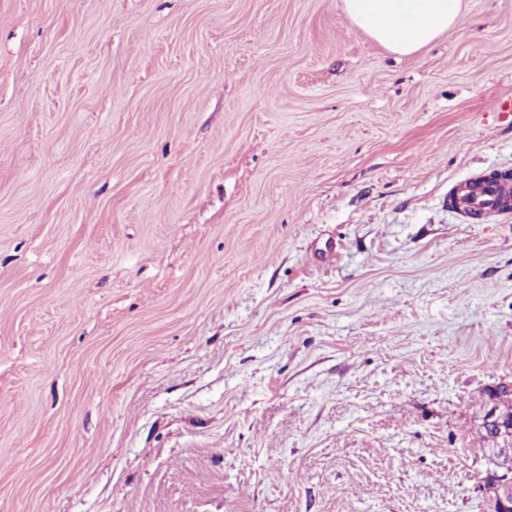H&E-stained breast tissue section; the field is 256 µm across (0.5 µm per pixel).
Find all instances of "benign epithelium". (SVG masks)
Masks as SVG:
<instances>
[{
  "label": "benign epithelium",
  "mask_w": 512,
  "mask_h": 512,
  "mask_svg": "<svg viewBox=\"0 0 512 512\" xmlns=\"http://www.w3.org/2000/svg\"><path fill=\"white\" fill-rule=\"evenodd\" d=\"M497 388H492L493 397L489 399L485 422L488 427L499 430L497 437H488V440L497 445L495 449L494 468L483 480V489L497 493L499 497V512H512V416L505 415L494 397Z\"/></svg>",
  "instance_id": "obj_1"
}]
</instances>
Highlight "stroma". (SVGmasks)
Here are the masks:
<instances>
[{
    "instance_id": "35a3bbf8",
    "label": "stroma",
    "mask_w": 512,
    "mask_h": 512,
    "mask_svg": "<svg viewBox=\"0 0 512 512\" xmlns=\"http://www.w3.org/2000/svg\"><path fill=\"white\" fill-rule=\"evenodd\" d=\"M512 0H0V512H489ZM464 0H342L352 24L394 54L416 53L457 21ZM491 174L467 178L450 189V201L464 216L487 222L511 213L512 178Z\"/></svg>"
}]
</instances>
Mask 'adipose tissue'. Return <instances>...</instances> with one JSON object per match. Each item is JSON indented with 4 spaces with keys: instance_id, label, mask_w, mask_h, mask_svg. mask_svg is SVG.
I'll return each instance as SVG.
<instances>
[{
    "instance_id": "ef3b65f1",
    "label": "adipose tissue",
    "mask_w": 512,
    "mask_h": 512,
    "mask_svg": "<svg viewBox=\"0 0 512 512\" xmlns=\"http://www.w3.org/2000/svg\"><path fill=\"white\" fill-rule=\"evenodd\" d=\"M464 0H342L352 24L392 53H416L457 21Z\"/></svg>"
}]
</instances>
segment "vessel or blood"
I'll use <instances>...</instances> for the list:
<instances>
[{
	"label": "vessel or blood",
	"instance_id": "obj_1",
	"mask_svg": "<svg viewBox=\"0 0 512 512\" xmlns=\"http://www.w3.org/2000/svg\"><path fill=\"white\" fill-rule=\"evenodd\" d=\"M449 196L464 216L487 222L512 213V178L470 177L455 184Z\"/></svg>",
	"mask_w": 512,
	"mask_h": 512
}]
</instances>
